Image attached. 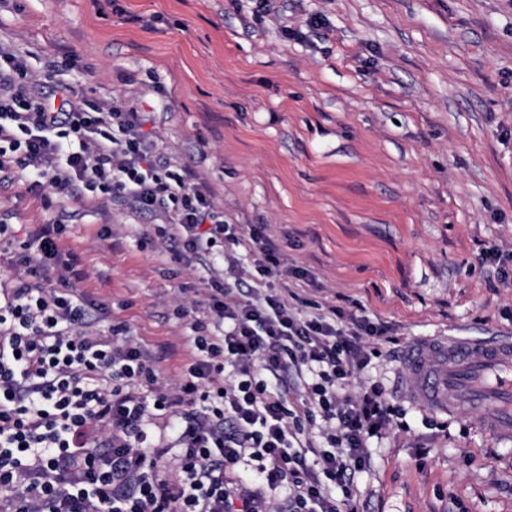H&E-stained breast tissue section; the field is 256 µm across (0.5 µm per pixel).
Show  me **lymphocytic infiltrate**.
Segmentation results:
<instances>
[{"label":"lymphocytic infiltrate","instance_id":"f902f5d3","mask_svg":"<svg viewBox=\"0 0 512 512\" xmlns=\"http://www.w3.org/2000/svg\"><path fill=\"white\" fill-rule=\"evenodd\" d=\"M54 70V105L22 52L0 45V171L27 168L34 183L76 200L130 203L166 216L171 237L203 256L236 240L201 182L157 153L129 104L77 94ZM59 229L27 230L25 274L0 289V497L7 512H361L356 473L373 431L395 409L382 383L358 398L342 389L378 356L365 336L385 326L343 311L301 315L288 300L279 247L261 224L246 244L249 280H212L209 335L176 392L160 386L142 351L86 330L89 312L70 287ZM57 287H50V279ZM304 385L289 403L288 379ZM167 420L179 453L153 440L149 414ZM318 428L317 440H305ZM176 476H169V463ZM250 472L255 486L239 480ZM287 494L271 502L278 488Z\"/></svg>","mask_w":512,"mask_h":512}]
</instances>
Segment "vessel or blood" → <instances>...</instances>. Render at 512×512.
<instances>
[{
    "instance_id": "obj_1",
    "label": "vessel or blood",
    "mask_w": 512,
    "mask_h": 512,
    "mask_svg": "<svg viewBox=\"0 0 512 512\" xmlns=\"http://www.w3.org/2000/svg\"><path fill=\"white\" fill-rule=\"evenodd\" d=\"M409 385L432 411H479L486 431L512 441V337L450 336L404 353Z\"/></svg>"
}]
</instances>
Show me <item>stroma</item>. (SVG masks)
I'll return each instance as SVG.
<instances>
[{
	"instance_id": "1",
	"label": "stroma",
	"mask_w": 512,
	"mask_h": 512,
	"mask_svg": "<svg viewBox=\"0 0 512 512\" xmlns=\"http://www.w3.org/2000/svg\"><path fill=\"white\" fill-rule=\"evenodd\" d=\"M0 44L30 51L42 93L69 71L89 99L145 112L245 236L264 224L300 313L336 306L390 330L346 391L396 409L355 480L363 512H512V444L478 412H433L399 386L413 342L512 336V0H0ZM60 227L93 327L123 325L161 382L197 351L189 316L223 254L181 257L166 221L0 173V225Z\"/></svg>"
}]
</instances>
